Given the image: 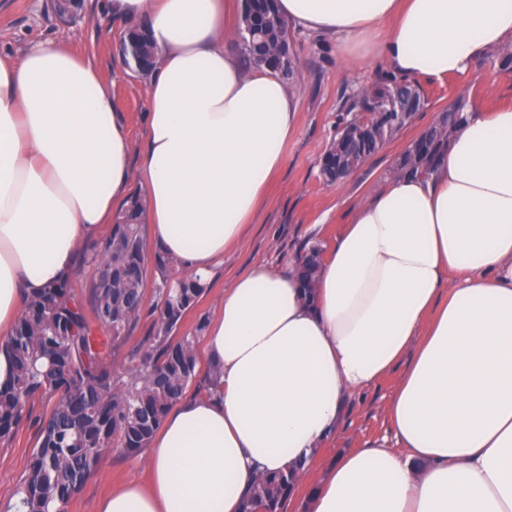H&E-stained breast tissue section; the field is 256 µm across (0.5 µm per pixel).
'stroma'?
Returning <instances> with one entry per match:
<instances>
[{"instance_id": "1", "label": "stroma", "mask_w": 512, "mask_h": 512, "mask_svg": "<svg viewBox=\"0 0 512 512\" xmlns=\"http://www.w3.org/2000/svg\"><path fill=\"white\" fill-rule=\"evenodd\" d=\"M54 3L55 0H0V51L17 53L33 43L53 40L85 56L95 67L116 73L112 103L127 117L133 153H141L148 78L133 72L125 59L120 42L121 23L112 21L107 0H78L76 14L69 20L59 17ZM294 36L299 57V68L292 81L297 90V109L283 166L253 223L242 240L225 253L224 265L212 279L209 291L184 319L182 332L192 331L198 318L213 319L224 300L225 288L255 266L293 261L310 239L321 242L324 248H332L353 205L366 201L386 186L387 169L441 112L459 102L470 108L512 102V75L499 73L488 56L467 74L420 79L426 103L413 122L352 178L328 186L318 177L319 160L334 136L344 101L354 90L375 82L387 67L380 61L349 67L337 54L333 38L299 28ZM405 369V364H398L374 385L348 400L336 433L324 442L318 462L309 466L306 484L323 479L325 462L374 447L382 439H393L386 406ZM47 411V405L34 402L30 419L10 442L0 443V512L14 500L38 439V421ZM145 478V454H106L97 471L70 499L66 512H96L102 497L128 482Z\"/></svg>"}]
</instances>
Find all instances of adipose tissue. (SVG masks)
I'll return each mask as SVG.
<instances>
[{"mask_svg":"<svg viewBox=\"0 0 512 512\" xmlns=\"http://www.w3.org/2000/svg\"><path fill=\"white\" fill-rule=\"evenodd\" d=\"M277 4L345 61L404 76L465 74L512 39V0ZM107 8L159 49L139 161L114 75L50 40L0 53V332L126 210L133 174L154 250L208 281L284 163L296 94L244 71L224 0ZM315 294L290 262L237 278L204 331L217 391L168 411L147 483L97 512H240L259 475L310 458L344 401L402 362L387 405L401 452L333 461L307 512H512V105L470 109L429 178L356 204Z\"/></svg>","mask_w":512,"mask_h":512,"instance_id":"1","label":"adipose tissue"}]
</instances>
